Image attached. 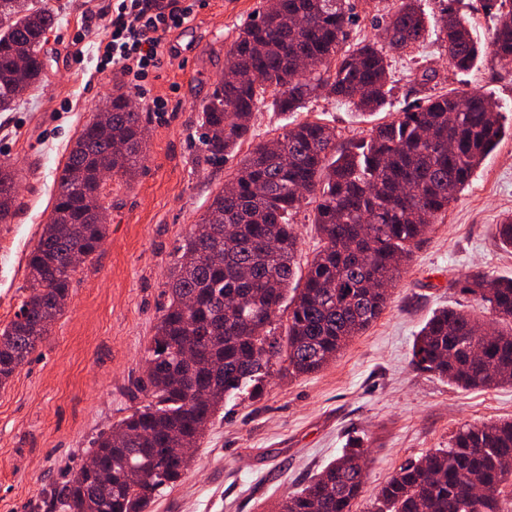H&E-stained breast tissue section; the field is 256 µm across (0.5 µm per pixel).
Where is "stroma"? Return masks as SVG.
<instances>
[{"label": "stroma", "mask_w": 512, "mask_h": 512, "mask_svg": "<svg viewBox=\"0 0 512 512\" xmlns=\"http://www.w3.org/2000/svg\"><path fill=\"white\" fill-rule=\"evenodd\" d=\"M42 2L59 15L45 46L43 80L14 111L0 112V161L21 177V207L11 223L0 224V328L20 304L28 254L53 208L72 140L119 88L149 122L137 174L110 183L104 245L74 274L66 311L47 338L0 387V512H57L51 494L68 469L84 462L100 431L145 404L135 380L165 302L174 249L240 162L235 155L197 164L198 109L224 72L225 50L263 0H198L194 18L171 35V53L141 89L97 74L92 59L74 63L69 42L85 21L84 0ZM387 62L395 90L377 114L360 115L323 92L298 112L255 113V140L306 120L334 127L340 141L357 140L415 98L452 89L491 96L512 126V64L492 53L462 74L431 34ZM426 70L433 78L423 85ZM157 97L167 111H151ZM508 213L511 135L431 225L379 319L321 371L276 374L261 399L227 402L198 441L186 476L158 497L152 512H278L283 498L357 437L370 450L357 504L364 512L406 461L447 447L463 425L512 418V386L461 389L411 362L415 335L438 307L482 315L479 300L461 291L465 277H512V251L496 237Z\"/></svg>", "instance_id": "1"}]
</instances>
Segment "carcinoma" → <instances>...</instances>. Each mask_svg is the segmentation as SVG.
Returning <instances> with one entry per match:
<instances>
[{
	"mask_svg": "<svg viewBox=\"0 0 512 512\" xmlns=\"http://www.w3.org/2000/svg\"><path fill=\"white\" fill-rule=\"evenodd\" d=\"M58 22L45 8L0 0V112L45 71L43 46ZM349 0H265L225 51L224 73L200 106L198 162L222 160L253 138L261 108L296 112L325 89L355 110L380 111L394 90L386 54L424 42L416 0H392L381 43L346 50ZM436 39L453 68L469 71L486 48L512 63V9L498 11L486 45L468 20L444 9ZM308 59L310 68L299 62ZM466 105H461V98ZM106 102L107 124H86L71 144L49 221L27 260V285L14 319L0 330V386L64 313L76 268L108 234L106 180L139 169L147 118ZM505 134L489 97L455 90L415 99L368 138L338 142L316 121L285 125L261 141L224 181L177 247L167 302L154 326L137 390L148 402L97 437L102 476L76 470L54 492L62 512H151L191 467L194 446L224 401L250 389L259 399L277 364L290 376L317 373L387 308L403 266L430 224ZM19 177L0 163V224L15 217ZM314 205L321 247L296 284L297 235L290 216ZM462 291L485 304L493 331L465 311L443 308L417 334L412 364L462 388L512 385V277L477 274ZM287 315L285 337L276 336ZM202 391L206 398L195 401ZM368 449L353 442L279 512H354ZM512 488V420L464 425L448 447L407 462L368 512H503Z\"/></svg>",
	"mask_w": 512,
	"mask_h": 512,
	"instance_id": "carcinoma-1",
	"label": "carcinoma"
}]
</instances>
